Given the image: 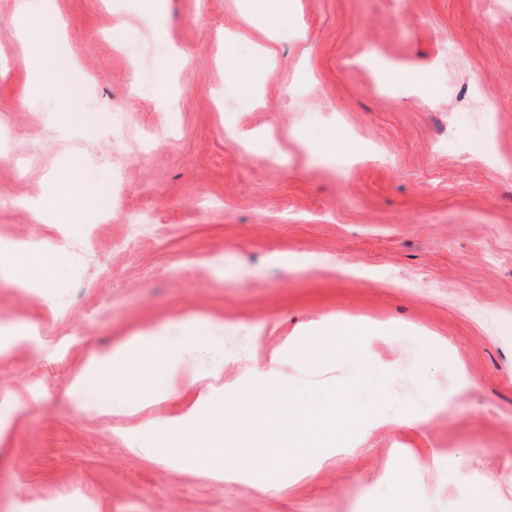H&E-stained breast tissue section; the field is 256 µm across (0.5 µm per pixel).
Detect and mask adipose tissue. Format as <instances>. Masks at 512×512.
<instances>
[{
  "mask_svg": "<svg viewBox=\"0 0 512 512\" xmlns=\"http://www.w3.org/2000/svg\"><path fill=\"white\" fill-rule=\"evenodd\" d=\"M59 19L50 12H39L23 21L18 28L23 38L32 46V69H39L42 58H50L53 71L64 78L59 92L63 100L75 97L80 86L76 82L77 67L60 53L45 55L43 47L48 35L58 33ZM49 264V255L42 248L30 245L22 248L0 247V269L7 270L14 283L27 286L39 280ZM176 343L167 336H149L130 342L118 349H101L93 353L86 363L69 378L65 393L84 401H95L98 392H105L106 402L101 408L107 412L134 413L151 404L153 399L166 395L164 374L172 363ZM152 357L156 369L144 373L140 366L142 357ZM104 382L103 389L91 387V379ZM215 395L212 388H204L198 401L183 415L167 421L162 429L167 441L191 444L202 433L201 413Z\"/></svg>",
  "mask_w": 512,
  "mask_h": 512,
  "instance_id": "ef3b65f1",
  "label": "adipose tissue"
}]
</instances>
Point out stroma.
I'll return each instance as SVG.
<instances>
[{
  "label": "stroma",
  "mask_w": 512,
  "mask_h": 512,
  "mask_svg": "<svg viewBox=\"0 0 512 512\" xmlns=\"http://www.w3.org/2000/svg\"><path fill=\"white\" fill-rule=\"evenodd\" d=\"M250 2L0 0V243L51 248L46 287L0 271V512H394L401 476L419 512H469L478 486L512 512V0H287L273 39ZM45 3L83 81L69 106L33 91L15 25ZM156 4L169 36L141 23ZM72 179L109 222L34 223L27 202ZM343 323L386 375L356 393L374 420L265 486L245 461L213 478L212 440L265 428L258 373L342 382L346 359L300 350ZM144 335L183 339L168 399L64 398ZM208 381L182 465L147 425Z\"/></svg>",
  "instance_id": "stroma-1"
}]
</instances>
